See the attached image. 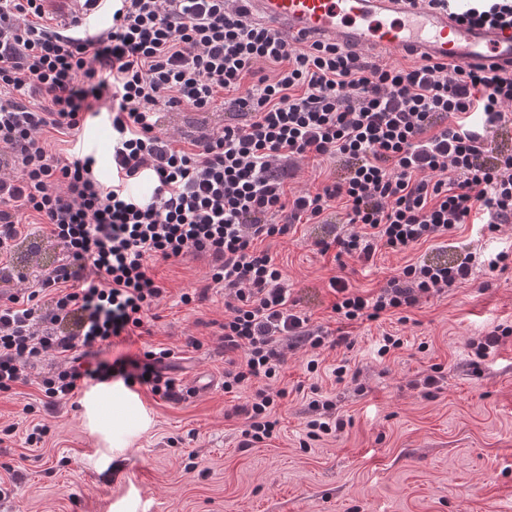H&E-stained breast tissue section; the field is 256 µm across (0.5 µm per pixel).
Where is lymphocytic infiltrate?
<instances>
[{
    "label": "lymphocytic infiltrate",
    "instance_id": "f902f5d3",
    "mask_svg": "<svg viewBox=\"0 0 512 512\" xmlns=\"http://www.w3.org/2000/svg\"><path fill=\"white\" fill-rule=\"evenodd\" d=\"M52 0H0V281L38 231L61 246L54 268L0 307V391L38 380L51 402L99 379L94 360L115 339L148 333L163 296L156 263L194 254L209 287L224 291L225 392H247L244 446L272 437L274 393L252 390L285 362L284 345L337 348L295 309L281 267L258 242L293 224H320L343 201L344 232L319 240L362 264L439 240L462 224H512V154L486 158V129L512 122V72L429 60L365 59L333 42L307 44L250 18L245 0H115L95 33L56 27ZM458 23L512 27V0H471ZM230 94L236 121L176 146L158 134L163 111L212 110ZM38 96L42 106L24 104ZM103 117L112 131V179L80 148L53 152L48 135H74ZM340 158V179L288 192L305 159ZM150 176V198L131 185ZM505 272L512 254L469 252L455 265L410 263L363 295L330 286L347 322L410 311L466 283L474 267ZM170 350L130 360L126 385L164 400L181 389L160 369Z\"/></svg>",
    "mask_w": 512,
    "mask_h": 512
}]
</instances>
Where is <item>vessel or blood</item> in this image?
Instances as JSON below:
<instances>
[{
  "label": "vessel or blood",
  "mask_w": 512,
  "mask_h": 512,
  "mask_svg": "<svg viewBox=\"0 0 512 512\" xmlns=\"http://www.w3.org/2000/svg\"><path fill=\"white\" fill-rule=\"evenodd\" d=\"M253 18L290 39H330L363 52L512 71V29L457 24L409 0H247Z\"/></svg>",
  "instance_id": "obj_1"
}]
</instances>
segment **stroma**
Segmentation results:
<instances>
[{"label": "stroma", "mask_w": 512, "mask_h": 512, "mask_svg": "<svg viewBox=\"0 0 512 512\" xmlns=\"http://www.w3.org/2000/svg\"><path fill=\"white\" fill-rule=\"evenodd\" d=\"M229 117L222 105L206 114L167 112L159 132L195 136ZM338 221L332 212L327 223L293 225L267 244L297 311L332 332L341 323L331 277L375 290L409 261L450 264L477 247L512 248V224L493 233L466 224L434 243L382 252L373 264L342 266L314 245ZM62 256L34 236L13 265L31 279ZM207 270L191 254L156 264L166 295L151 335L115 340L97 356L117 367L148 349L173 350L170 374L183 400L165 401L141 386L139 403H128L134 391L118 375L88 382L56 406L32 381L0 391V512H512V335L483 358L467 347L495 326L512 327V270L492 279L474 268L447 296L421 299L408 323L354 324L351 349L286 350L270 382L283 393L277 435L250 448L241 445L243 419L234 413L246 398L222 388L224 292L180 301L204 286ZM386 333L403 346L381 359L376 344ZM341 364L349 376L340 382L333 370ZM436 367L444 377L424 396L420 382ZM203 373L214 384L195 391ZM316 392L333 402L345 427L310 441L305 426L316 416ZM37 423L48 432L44 446L32 448L26 438Z\"/></svg>", "instance_id": "35a3bbf8"}]
</instances>
